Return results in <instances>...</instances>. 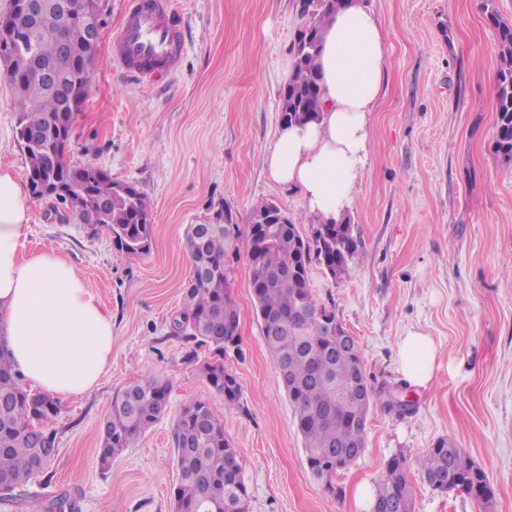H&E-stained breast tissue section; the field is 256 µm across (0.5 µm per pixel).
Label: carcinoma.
<instances>
[{
    "mask_svg": "<svg viewBox=\"0 0 512 512\" xmlns=\"http://www.w3.org/2000/svg\"><path fill=\"white\" fill-rule=\"evenodd\" d=\"M344 7L342 0H300L302 25L295 30L293 65L283 88L279 112L285 124L316 119L321 112L317 59L328 17ZM489 17L498 34L493 66L495 87V150L512 161V24L495 10ZM24 48L38 63L54 65L64 83L86 97L89 80L70 67L61 55V43L96 59L97 45L79 23L61 27L52 15L25 23ZM20 124L38 136L22 145L26 177L33 186L40 177L57 175L80 205L67 217L80 224L100 225L112 234L116 248L130 255L143 254L152 240V204L135 185L112 179L94 165L74 166L65 160L69 139L50 132L60 113L75 124L78 111L69 99L33 79L16 91ZM187 243L192 271L184 289L183 306L174 322L177 332L197 347L213 348V360L202 373L230 407L239 403L241 386L224 369V353L239 348V314L232 295V263L244 255L251 267L257 317L265 346L274 360L282 386L294 408L313 477L331 493L336 461L365 435L373 390L359 402L353 392L357 380L367 381L360 349L336 337L335 310L317 302L310 288L309 270L317 261L333 280L342 279L359 258V241L348 216L332 224L312 225L303 237L297 221L274 202H262L251 211L245 227L229 224H191ZM169 382L152 374L118 392L105 420L99 462L107 469L112 458L128 448L164 414ZM59 414L57 402L26 390L0 347V507L20 503L26 486L44 474L56 452L57 432L50 428ZM37 422L43 446L28 434ZM178 484L174 512H243L248 489L243 477L230 473L228 462L239 460L237 449L224 437V423L211 403L196 401L183 408L174 432ZM426 481L441 492L460 491L471 496L485 512L492 509L493 493L486 473L464 449L441 440L423 457ZM371 508L377 512H413V488L402 455L390 458L373 490ZM45 512H75L73 501L58 495Z\"/></svg>",
    "mask_w": 512,
    "mask_h": 512,
    "instance_id": "obj_1",
    "label": "carcinoma"
}]
</instances>
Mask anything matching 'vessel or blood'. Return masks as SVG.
Returning a JSON list of instances; mask_svg holds the SVG:
<instances>
[{"label":"vessel or blood","mask_w":512,"mask_h":512,"mask_svg":"<svg viewBox=\"0 0 512 512\" xmlns=\"http://www.w3.org/2000/svg\"><path fill=\"white\" fill-rule=\"evenodd\" d=\"M181 22L173 0H128L110 46L113 62L146 84L173 73L184 50Z\"/></svg>","instance_id":"vessel-or-blood-1"}]
</instances>
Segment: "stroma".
Wrapping results in <instances>:
<instances>
[{
  "mask_svg": "<svg viewBox=\"0 0 512 512\" xmlns=\"http://www.w3.org/2000/svg\"><path fill=\"white\" fill-rule=\"evenodd\" d=\"M127 0H103L104 25L90 90L67 160L130 182L153 204V237L139 256L115 249L101 227L63 220L32 200L26 249L71 261L112 311V365L100 385L60 401L57 452L29 489L67 494L77 512H173L174 428L181 409L207 400L237 448L248 512H368L358 487H374L388 459L404 455L414 512H480L473 498L434 490L421 460L446 439L488 475L492 512H512V162L496 153L495 95L486 74L497 55L495 8L512 0H365L387 46L383 96L372 115L370 164L348 215L360 258L342 280L311 264L315 299L332 306L361 350L375 392L362 456L333 479L312 478L294 409L262 338L246 259L234 265L240 351L225 368L241 385L225 408L201 373L208 349L177 337L191 262L186 229L227 208L237 224L272 201L301 235L315 219L296 191L273 182L265 157L280 126L298 0H173L185 29L178 70L143 87L109 57ZM15 90L0 73V166L26 173L16 137ZM437 344L425 387L399 372L408 331ZM153 374L171 385L163 417L101 469L102 426L116 393ZM401 393L409 411L389 408Z\"/></svg>",
  "mask_w": 512,
  "mask_h": 512,
  "instance_id": "stroma-1",
  "label": "stroma"
}]
</instances>
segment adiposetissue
I'll return each instance as SVG.
<instances>
[{
    "label": "adipose tissue",
    "mask_w": 512,
    "mask_h": 512,
    "mask_svg": "<svg viewBox=\"0 0 512 512\" xmlns=\"http://www.w3.org/2000/svg\"><path fill=\"white\" fill-rule=\"evenodd\" d=\"M386 48L376 14L349 4L331 16L320 55L322 112L281 125L265 158L270 178L298 192L309 214L341 219L368 164L372 112L385 82ZM30 201L12 168L0 167V341L31 388L61 399L98 386L112 362V313L75 267L25 249ZM437 345L408 331L397 365L413 385L432 380Z\"/></svg>",
    "instance_id": "adipose-tissue-1"
}]
</instances>
